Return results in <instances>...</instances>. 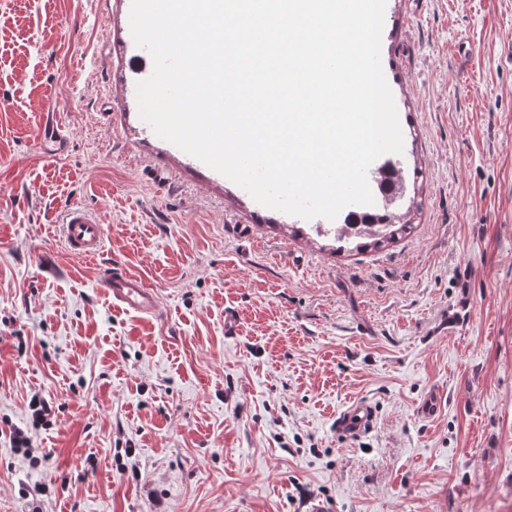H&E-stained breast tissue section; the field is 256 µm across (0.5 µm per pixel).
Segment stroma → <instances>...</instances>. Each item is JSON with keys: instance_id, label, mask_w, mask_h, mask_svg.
<instances>
[{"instance_id": "obj_1", "label": "stroma", "mask_w": 512, "mask_h": 512, "mask_svg": "<svg viewBox=\"0 0 512 512\" xmlns=\"http://www.w3.org/2000/svg\"><path fill=\"white\" fill-rule=\"evenodd\" d=\"M129 29L123 0H0V512H512V0H386L390 159L417 180L377 250L173 159ZM73 204L95 257L63 241ZM116 266L155 317L104 295ZM36 393L32 469L8 429ZM63 235L69 251L83 257L99 254L105 241L102 221L86 209L71 207L64 219ZM28 409L32 427L37 430L38 426L43 427L49 424V417L55 412L54 404L41 394H33L30 398ZM373 407L366 401L350 405L338 418L336 429L346 437L359 436L372 424Z\"/></svg>"}]
</instances>
